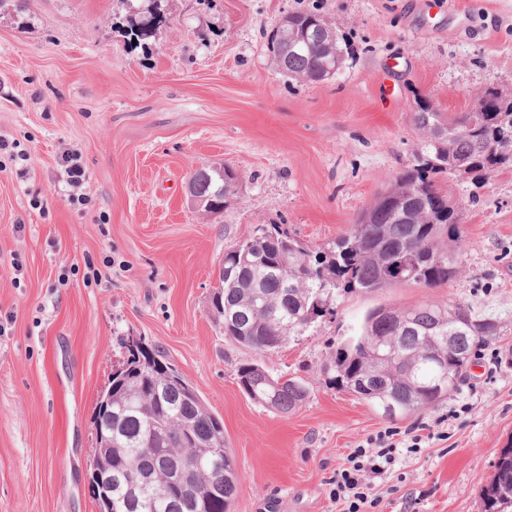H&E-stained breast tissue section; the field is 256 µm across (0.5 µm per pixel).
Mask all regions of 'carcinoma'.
<instances>
[{
  "label": "carcinoma",
  "instance_id": "obj_1",
  "mask_svg": "<svg viewBox=\"0 0 512 512\" xmlns=\"http://www.w3.org/2000/svg\"><path fill=\"white\" fill-rule=\"evenodd\" d=\"M290 18L299 29L330 26L314 11H295ZM267 48L286 79L323 81L319 62L330 54L329 45L312 42L290 53L275 45L271 31ZM474 100L485 107L477 116L446 114L431 98H417L412 121L424 140L414 163L325 247L314 250L275 225L225 250L211 298L224 336L272 353L324 316L338 291L438 288L455 278L465 249V207L439 179H490L512 169L511 158L493 151L512 131V94L489 87L476 90ZM190 178L201 210L210 214L224 210L241 181L229 165L202 167ZM499 334L497 322L460 302L376 308L336 349L332 380L394 420L448 399L474 349ZM128 351L102 393L112 406L95 407L92 462L112 473L110 508L99 512H231L238 474L222 420L141 341L130 342ZM237 379L249 399L281 414L309 396L305 380L274 376L257 363L240 364ZM483 503L484 512H512V440L500 451Z\"/></svg>",
  "mask_w": 512,
  "mask_h": 512
}]
</instances>
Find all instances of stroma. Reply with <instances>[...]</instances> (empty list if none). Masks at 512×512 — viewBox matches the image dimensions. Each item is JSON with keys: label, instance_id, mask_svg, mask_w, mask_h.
Segmentation results:
<instances>
[{"label": "stroma", "instance_id": "obj_1", "mask_svg": "<svg viewBox=\"0 0 512 512\" xmlns=\"http://www.w3.org/2000/svg\"><path fill=\"white\" fill-rule=\"evenodd\" d=\"M138 0H9L0 8V512H99L86 465L93 416L139 339L224 422L232 512H340L330 478L388 427L447 438L399 451L376 512H483L512 441V169L449 179L469 247L448 285L333 296L278 353L224 335L211 309L224 250L279 225L319 247L411 165L427 96L465 112L476 89L512 93V0H161L165 21L128 43ZM322 14L353 47L332 79L288 81L264 38L287 13ZM77 150L89 200L69 201ZM238 169L222 213L191 206L189 175ZM462 302L496 318L448 400L394 421L336 388L338 343L377 307ZM297 376L307 401L276 414L238 386L240 363ZM456 417H449V409ZM77 153L67 152L62 157V165L65 167L66 182L73 189H80L87 180L86 169L80 161Z\"/></svg>", "mask_w": 512, "mask_h": 512}]
</instances>
